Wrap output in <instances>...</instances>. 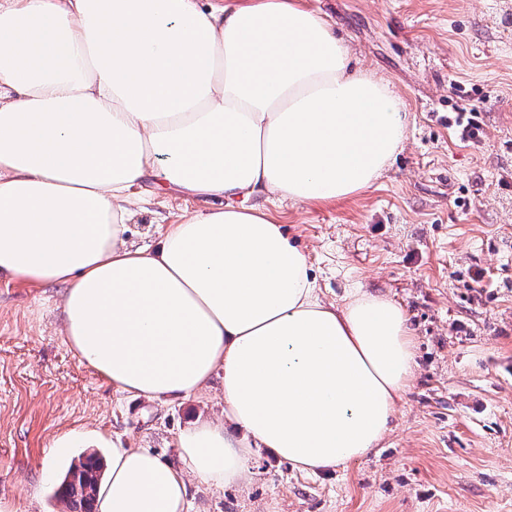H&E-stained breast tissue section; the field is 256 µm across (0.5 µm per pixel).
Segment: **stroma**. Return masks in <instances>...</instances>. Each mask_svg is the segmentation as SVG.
Returning <instances> with one entry per match:
<instances>
[{"instance_id":"35a3bbf8","label":"stroma","mask_w":512,"mask_h":512,"mask_svg":"<svg viewBox=\"0 0 512 512\" xmlns=\"http://www.w3.org/2000/svg\"><path fill=\"white\" fill-rule=\"evenodd\" d=\"M305 3L401 97L406 140L352 198L248 203L284 224L328 301L360 288L402 306L417 366L379 448L310 474L257 449L244 482H192L189 512H512V0ZM463 107L476 110L470 144L448 126ZM221 203L148 179L128 241L157 245L179 216ZM62 293L0 280V501L13 512H61L55 492L94 446L107 464L116 447L177 462L181 432L224 409L219 373L187 398L112 386L68 345Z\"/></svg>"}]
</instances>
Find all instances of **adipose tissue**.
Returning <instances> with one entry per match:
<instances>
[{
    "instance_id": "adipose-tissue-1",
    "label": "adipose tissue",
    "mask_w": 512,
    "mask_h": 512,
    "mask_svg": "<svg viewBox=\"0 0 512 512\" xmlns=\"http://www.w3.org/2000/svg\"><path fill=\"white\" fill-rule=\"evenodd\" d=\"M408 114L301 0H0V277L60 285L79 358L136 398L224 377V420L178 463L118 448L97 512H188L254 449L313 472L378 447L414 371L399 304L326 302L282 225L246 205L340 201L402 150ZM225 205L126 240L146 175Z\"/></svg>"
}]
</instances>
